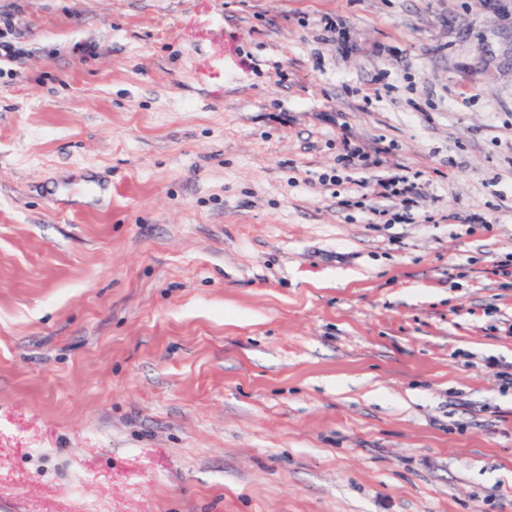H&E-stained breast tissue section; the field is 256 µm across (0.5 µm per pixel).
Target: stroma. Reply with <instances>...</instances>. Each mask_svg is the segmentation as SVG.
<instances>
[{
    "label": "stroma",
    "instance_id": "obj_1",
    "mask_svg": "<svg viewBox=\"0 0 512 512\" xmlns=\"http://www.w3.org/2000/svg\"><path fill=\"white\" fill-rule=\"evenodd\" d=\"M4 17L0 512H512V0ZM396 172L387 176H378L375 180L377 185L376 195L382 201L400 200L402 211L396 210L392 215V220L398 224H435V217L429 211H423L421 214L408 213L410 203H414L413 197H418V184L416 180L420 177L418 174H409L407 169L396 167ZM412 216V217H411ZM418 219V221H417Z\"/></svg>",
    "mask_w": 512,
    "mask_h": 512
}]
</instances>
